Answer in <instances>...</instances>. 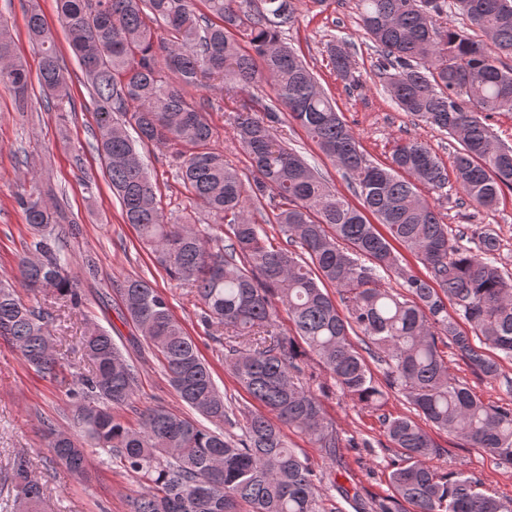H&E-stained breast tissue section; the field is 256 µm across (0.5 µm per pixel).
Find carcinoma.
Instances as JSON below:
<instances>
[{"label": "carcinoma", "mask_w": 512, "mask_h": 512, "mask_svg": "<svg viewBox=\"0 0 512 512\" xmlns=\"http://www.w3.org/2000/svg\"><path fill=\"white\" fill-rule=\"evenodd\" d=\"M205 2L206 14L197 0H57L96 104V150L125 223L167 274L195 293L203 324L224 326L227 368L266 412L237 416L167 297L144 278L126 277L116 288L124 317L161 361L178 398L208 425L163 406L138 408V367L109 330L86 318L79 345L93 369L67 389L83 438L46 420L47 447L76 477L85 474L87 448L102 449L140 484L130 512H326L323 474L293 448L285 429L308 436L331 459L341 447L322 400L297 378L302 355L317 357L358 404L384 405L387 392L349 340L358 332L386 365L388 385L422 419L381 415L399 459L389 474L392 497L373 503L372 512H512V498L488 493L477 479L440 475L432 464L440 447L427 430L459 436L496 464L512 466V407L484 402L450 373L442 350L454 348L487 380L504 377L501 361H512V273L498 258L497 235L480 224L481 213L512 191V146L483 122L512 113V66L502 61L512 57V0H357L376 55L374 73L398 108L457 140L453 183L417 138L396 142L385 165L366 158L336 101L282 41L295 23L293 0ZM451 5L478 36L447 26ZM27 32L40 55L44 101L62 109L72 102L68 69L35 10ZM14 46L0 19V85L23 110L32 81ZM328 65L348 86L358 82L344 40L330 41ZM210 80L222 82L231 100L261 82L272 90L261 109L243 104L233 116L254 194L268 198L271 220L251 218L243 176L212 148V104L186 97V88ZM283 112L345 172L360 206L279 140ZM139 144L163 146L180 160L178 178L210 217L208 229H198L190 213L182 229L170 227ZM417 182L446 195L456 188L467 198L471 246L448 236ZM43 195L33 176L30 188L14 196L31 235L17 278L34 295L49 291L76 307L81 295L67 274L64 239L76 237L79 226ZM271 222L286 245L272 243L264 229ZM394 241L419 260L425 276L402 266ZM387 276L401 280L404 293L385 286ZM278 303L288 313L289 336L270 331ZM459 318L473 335L459 329ZM52 320L45 304L26 303L0 282V339L35 371L64 383ZM486 347L499 358L488 357ZM127 410L136 423L124 419ZM13 478L20 512H45L44 485L22 457Z\"/></svg>", "instance_id": "1"}]
</instances>
